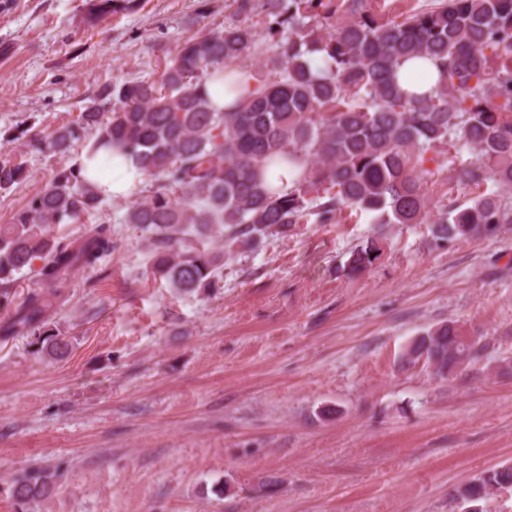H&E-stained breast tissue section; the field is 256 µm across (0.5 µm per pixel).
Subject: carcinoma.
I'll list each match as a JSON object with an SVG mask.
<instances>
[{"label": "carcinoma", "instance_id": "cac0c4a2", "mask_svg": "<svg viewBox=\"0 0 512 512\" xmlns=\"http://www.w3.org/2000/svg\"><path fill=\"white\" fill-rule=\"evenodd\" d=\"M126 0H88L93 17ZM218 31L180 44L161 82L102 85L78 120L47 140L28 129L16 139L60 158L51 181L0 225V310L12 312L0 338L30 336L34 354L67 359L73 338L51 326L49 314L66 302L67 277L95 268L112 253V227L90 224L74 241L54 234L60 224L96 212L102 192L70 161L88 128V146L114 148L135 160L154 183L128 207L125 223L143 234L150 274L178 294L205 293L224 282V255L251 253L302 224L334 223L355 207L377 224H420L428 214L423 165L448 146L472 157L455 168L462 184L512 188V0H440L431 10L385 21L363 0H233ZM263 20L276 52L274 77L223 110L202 90L255 47L251 20ZM430 56L443 71L431 95L403 93L395 72L410 57ZM283 163L297 171L288 188L264 180ZM27 179L23 164L0 157V190ZM512 224V196L496 191L432 220L436 245L491 236ZM383 253L373 238L350 252V277ZM42 266L35 268V261ZM38 288L20 302L24 271ZM478 341L445 323L424 332L403 354L422 357L445 376L478 355ZM60 468L15 472L5 492L18 510L34 509L55 493ZM512 486L503 466L464 492L479 502Z\"/></svg>", "mask_w": 512, "mask_h": 512}]
</instances>
